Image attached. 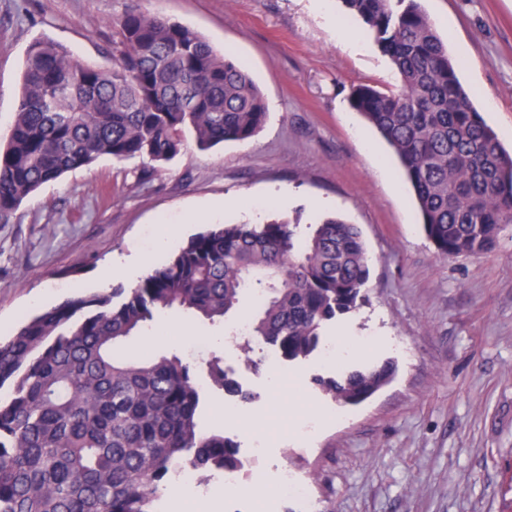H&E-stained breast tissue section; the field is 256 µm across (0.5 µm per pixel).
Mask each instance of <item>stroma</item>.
<instances>
[{
	"instance_id": "1",
	"label": "stroma",
	"mask_w": 512,
	"mask_h": 512,
	"mask_svg": "<svg viewBox=\"0 0 512 512\" xmlns=\"http://www.w3.org/2000/svg\"><path fill=\"white\" fill-rule=\"evenodd\" d=\"M459 77L512 151V0H422ZM189 26L232 53L260 87L263 128L246 143L188 148L165 164L104 157L45 185L0 224V336L74 289L101 291L115 257L166 263L208 225L339 215L370 258L366 304L326 340L341 362H392L390 383L340 407L308 384L335 362L289 363L226 343L223 328L165 310L123 358L204 341L242 396L210 389L203 428L237 441L234 484L172 512H501L512 500V224L479 256L441 258L391 150L348 103L351 86L392 87L389 60L340 0H0V140H7L29 45L48 38L112 68L111 25L130 8ZM357 42H340L337 29ZM302 500L274 491L279 469Z\"/></svg>"
}]
</instances>
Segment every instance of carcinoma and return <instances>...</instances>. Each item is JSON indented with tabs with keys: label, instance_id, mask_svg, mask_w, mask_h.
<instances>
[{
	"label": "carcinoma",
	"instance_id": "cac0c4a2",
	"mask_svg": "<svg viewBox=\"0 0 512 512\" xmlns=\"http://www.w3.org/2000/svg\"><path fill=\"white\" fill-rule=\"evenodd\" d=\"M393 65L398 85L360 84L348 101L398 157L422 228L442 258L494 250L512 224V153L460 83L421 0H342ZM119 63L89 67L59 43L27 49L21 96L0 147V224L44 184L93 165L165 163L189 146L245 142L264 125V98L232 56L195 30L132 9L112 21ZM370 277L361 229L328 217L215 224L137 285L76 291L0 340V512H154L178 468L236 472L238 445L204 431L198 368L235 396L224 357L177 352L121 359L114 350L177 309L222 325L243 293L260 302L244 333L288 362L310 358L324 328L356 310ZM389 361L315 375L339 406L393 376Z\"/></svg>",
	"mask_w": 512,
	"mask_h": 512
}]
</instances>
